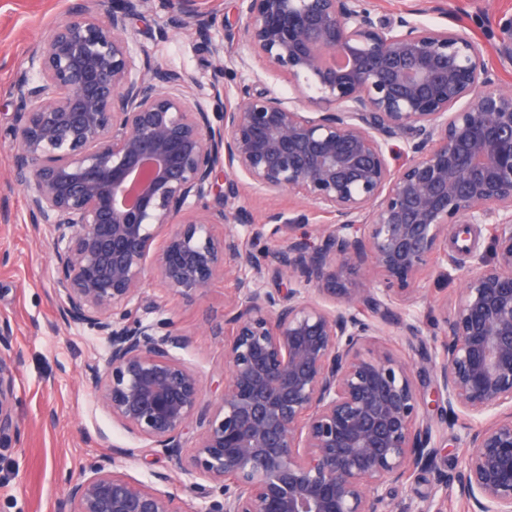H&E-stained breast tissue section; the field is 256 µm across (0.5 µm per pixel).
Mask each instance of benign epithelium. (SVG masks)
I'll return each mask as SVG.
<instances>
[{
	"label": "benign epithelium",
	"instance_id": "benign-epithelium-1",
	"mask_svg": "<svg viewBox=\"0 0 512 512\" xmlns=\"http://www.w3.org/2000/svg\"><path fill=\"white\" fill-rule=\"evenodd\" d=\"M178 0L156 39L192 25L212 57L210 97L225 90L224 19ZM241 37L294 101L250 84L213 122L200 86L130 49L155 0L84 5L31 58L38 79L14 85L15 168L28 216L51 243L62 320L106 340L85 367L100 405L141 448L65 479L61 512H394L395 488L430 472L406 512H512V89L461 26H426L368 0H238ZM500 65L512 64V14L488 18ZM405 161L392 165V141ZM224 173V192H215ZM245 189L300 205L254 223ZM320 213L318 243L297 232ZM224 225L217 236L212 225ZM490 229L491 258L458 241ZM173 226L154 249L158 231ZM466 254L458 265L448 249ZM462 271L429 356L432 399L415 359L370 348L421 282ZM219 278L224 374L205 383L177 355L191 338L160 303L154 279L182 297ZM274 279L278 287H267ZM0 326V440L19 433L14 360ZM440 414L434 423L429 411ZM476 423L461 464L437 465L455 426ZM202 477L183 498L129 477L120 458L165 456ZM202 499L199 505L196 500Z\"/></svg>",
	"mask_w": 512,
	"mask_h": 512
}]
</instances>
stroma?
<instances>
[{"label":"stroma","mask_w":512,"mask_h":512,"mask_svg":"<svg viewBox=\"0 0 512 512\" xmlns=\"http://www.w3.org/2000/svg\"><path fill=\"white\" fill-rule=\"evenodd\" d=\"M80 0H0V324L10 331L11 353L16 358V417L20 442H0V512H57L64 494V479L107 455L99 436L129 446L135 438L119 429L82 378L87 361L106 355V341L87 329L68 326L60 318L50 244L29 224L28 190L15 176L14 141L16 102L11 89L18 69L26 68L33 51L54 26L75 9ZM379 14L420 10L430 26L471 24L483 12H512V0H447V14L434 11L431 0H371ZM137 21L134 56L150 54L161 65L187 72L200 84L210 79V58L193 28L187 27L155 41L148 33L157 15ZM472 26L477 40L484 29ZM226 54L249 60L239 78L251 80L260 72L266 88L286 98L295 92L287 79L267 74L245 43L226 41L223 30L213 32ZM230 283L216 280L202 295L182 298L160 288L144 286L143 301L164 303L167 315L191 344L180 355L199 368L204 377L224 370V295ZM125 471L141 481L153 472L168 473L173 489H188L190 482L174 460L158 457L129 458Z\"/></svg>","instance_id":"1"}]
</instances>
